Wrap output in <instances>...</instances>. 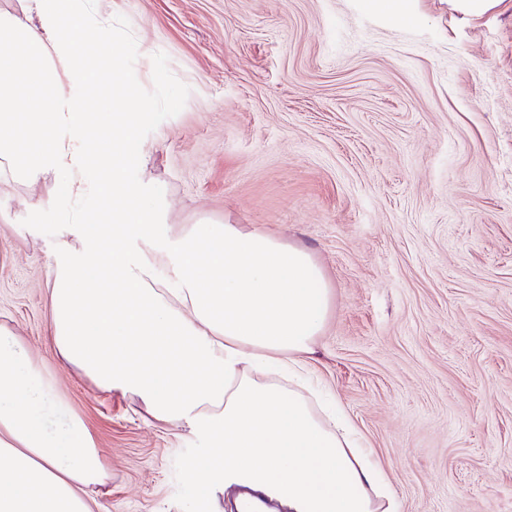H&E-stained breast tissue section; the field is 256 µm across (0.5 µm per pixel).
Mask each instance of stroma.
<instances>
[{
    "label": "stroma",
    "mask_w": 512,
    "mask_h": 512,
    "mask_svg": "<svg viewBox=\"0 0 512 512\" xmlns=\"http://www.w3.org/2000/svg\"><path fill=\"white\" fill-rule=\"evenodd\" d=\"M131 56L172 224L260 229L308 249L332 302L308 361L373 448L403 512H512V0H95ZM41 203L39 236L27 203ZM57 178L0 183V319L109 466L102 512H189L205 443L65 365L46 282Z\"/></svg>",
    "instance_id": "stroma-1"
}]
</instances>
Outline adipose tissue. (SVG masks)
<instances>
[{
	"label": "adipose tissue",
	"instance_id": "obj_1",
	"mask_svg": "<svg viewBox=\"0 0 512 512\" xmlns=\"http://www.w3.org/2000/svg\"><path fill=\"white\" fill-rule=\"evenodd\" d=\"M90 2L0 11V180L53 172L62 197L99 202L97 216H59L46 288L59 356L159 426L208 437L195 512L216 484L283 512H403L343 413L299 389L332 299L312 255L259 229L168 223L152 187L130 185L154 107L133 106L113 27L96 25L99 54L81 42ZM107 471L54 377L0 323V512H97L88 490Z\"/></svg>",
	"mask_w": 512,
	"mask_h": 512
}]
</instances>
